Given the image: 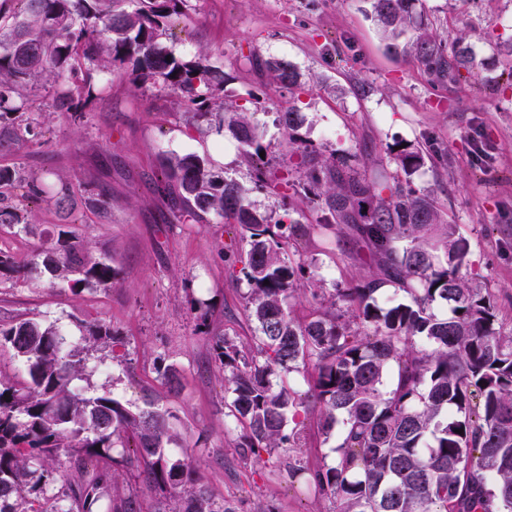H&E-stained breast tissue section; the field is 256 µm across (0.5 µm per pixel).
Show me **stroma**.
I'll use <instances>...</instances> for the list:
<instances>
[{
	"label": "stroma",
	"instance_id": "stroma-1",
	"mask_svg": "<svg viewBox=\"0 0 512 512\" xmlns=\"http://www.w3.org/2000/svg\"><path fill=\"white\" fill-rule=\"evenodd\" d=\"M418 11L444 40L466 36L475 54L474 74L454 82L431 79L412 57L389 52L368 14L366 0H189L186 15L166 41L176 56L207 57L226 74L224 102L253 112L264 130L270 171L299 177L300 153L290 151L275 118L294 107L304 117V147L336 153L367 175H395L392 148L444 149L448 164H425L410 177L418 193L436 199L469 247L468 277L494 306L499 324L512 329V0H419ZM287 64L300 76L293 95L265 88L254 55ZM370 85L357 95V84ZM57 86L32 97L44 112L38 140L0 151V166L36 174L44 190L58 177L80 189L88 204L74 228L95 255H109L112 288L68 294L31 267L46 238L65 219L42 200L33 211L37 234L0 226V252L16 261L14 276L0 279V322L20 314L58 322L78 341L77 321L110 323L126 343L125 360L93 358L78 389H108L124 404L145 399L171 408V430L186 448L203 483L238 512H329L287 460L315 469L329 462L335 442L325 439L319 411L296 419L299 448L244 464L237 454L243 430L225 422L223 370L212 338L223 335L248 347V285L242 268L250 248L239 225L210 216L193 224L172 221L171 200L157 189V159L193 153L211 170L244 185L252 168L227 129H188L180 92L134 84L131 67L113 63L95 74L80 98V116L54 108ZM112 199L108 215L92 201ZM261 213L279 218L284 207L315 223L319 213L302 186L285 195L252 191ZM292 260L321 279L317 295L291 302V315L308 322L328 306L336 289L375 271L376 259L356 260L352 233L335 242L289 239ZM208 334L198 333L200 321ZM175 368L180 394H171L156 366Z\"/></svg>",
	"mask_w": 512,
	"mask_h": 512
}]
</instances>
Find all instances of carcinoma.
<instances>
[{
  "label": "carcinoma",
  "mask_w": 512,
  "mask_h": 512,
  "mask_svg": "<svg viewBox=\"0 0 512 512\" xmlns=\"http://www.w3.org/2000/svg\"><path fill=\"white\" fill-rule=\"evenodd\" d=\"M188 0H0V147L35 134L24 115L34 111L32 88L50 78L59 85L55 107L77 111L76 97L92 72L108 68L99 39L113 62L132 65L133 82L180 91L192 126L212 116L223 100L224 71L201 58L184 60L164 43L173 18ZM419 0H369L370 17L387 47L415 58L438 82L472 72L473 54L463 37L447 43L430 32L417 12ZM269 88L293 91L299 75L281 62L255 57ZM293 135L304 122L290 107L277 115ZM222 126L245 146L254 188L279 193L281 179L254 165L266 150L263 132L245 109L222 113ZM428 155L403 149L394 162L405 176ZM304 186L313 192L321 219L308 226L289 219L293 235L332 240L352 228L377 258L380 274L338 288L348 304L329 308L303 324L290 316L291 299L306 268L283 256V221L255 210L249 189L214 174L195 154L161 156L164 185L175 184L173 220L184 224L214 215L238 224L249 237L242 271L249 285L253 348L213 337L233 416L243 428L238 453L298 447L285 432L305 399L274 380L300 363L316 378L306 399L320 407L325 438L337 422L344 429L333 462L308 473L307 485L328 499L329 512H512V332L497 323L482 289L462 273L466 240L444 219L437 202L399 176L367 178L336 154L302 150ZM22 193H17V190ZM44 190L23 170L0 167V224L30 234L36 224L20 199ZM54 206L74 216L81 196L60 177ZM41 265L73 295L110 287L112 258L97 257L86 238L60 230ZM269 284H264V281ZM393 283L407 300L382 311L376 294ZM448 305L441 318L434 304ZM82 344L67 347L54 323L19 316L0 324V351L21 364L14 380L0 370V512H144L140 488L155 493L151 512H237L203 484L186 450L175 448L171 411L152 400L134 410L94 389L77 392L87 362L98 353L125 357L112 327L81 320ZM424 338L430 349L419 350ZM397 381L383 390L389 365ZM62 483L56 498L44 486Z\"/></svg>",
  "instance_id": "1"
}]
</instances>
